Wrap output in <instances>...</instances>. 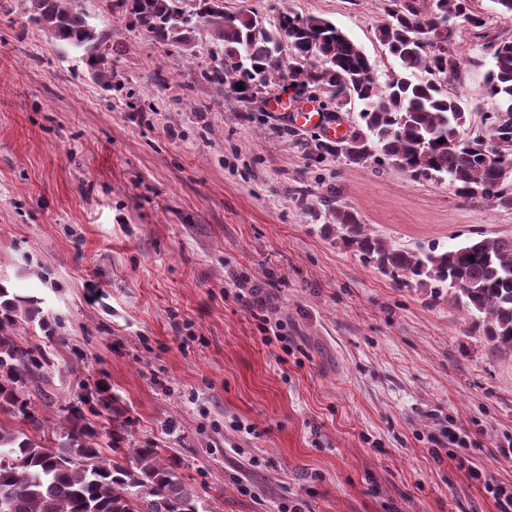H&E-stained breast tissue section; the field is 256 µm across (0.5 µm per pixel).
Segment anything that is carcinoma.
I'll return each instance as SVG.
<instances>
[{
  "instance_id": "carcinoma-1",
  "label": "carcinoma",
  "mask_w": 512,
  "mask_h": 512,
  "mask_svg": "<svg viewBox=\"0 0 512 512\" xmlns=\"http://www.w3.org/2000/svg\"><path fill=\"white\" fill-rule=\"evenodd\" d=\"M78 0H29L27 20L83 52L93 77L112 86L108 37L79 10ZM470 0H389L377 39L399 64L380 80L362 49L331 21L280 11L276 21L250 9L232 11L224 0H116L135 27L164 45H189V33L205 26L219 52L200 72L243 100L288 81L297 93L312 88L343 106H361L358 127L346 141H319L315 161L370 159L415 181L448 182L465 201L512 208V40L488 45L492 67L480 86L491 101L482 115L489 135L463 129L471 102L448 91L462 78L464 59L452 48L453 26L466 19L481 28ZM244 90H238V86ZM336 234L361 262L392 280L420 288H444L448 300L475 315L502 352H512V235L484 237L453 249L412 252L370 233L358 215L338 208ZM31 299L10 296L0 284V512H213L173 456L152 444L122 448L130 419L115 414L109 452L91 418L101 412L81 395L47 425L30 391L49 382L53 363L45 348L18 334L35 320Z\"/></svg>"
}]
</instances>
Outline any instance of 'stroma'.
<instances>
[{
	"label": "stroma",
	"mask_w": 512,
	"mask_h": 512,
	"mask_svg": "<svg viewBox=\"0 0 512 512\" xmlns=\"http://www.w3.org/2000/svg\"><path fill=\"white\" fill-rule=\"evenodd\" d=\"M112 42V85L81 51L22 25L0 0V281L36 299L29 337L54 369L35 408L76 396L131 420L215 512H499L512 488V353L466 311L365 265L329 233L332 212L412 251L511 235L512 209L373 162L313 163L319 130L295 126L273 86L244 101L203 81L215 47L156 44L104 0H79ZM275 20L329 19L380 78L387 0H224ZM456 19L464 79L512 17L471 0ZM279 329L266 343L259 317ZM479 477H472L471 469Z\"/></svg>",
	"instance_id": "1"
}]
</instances>
